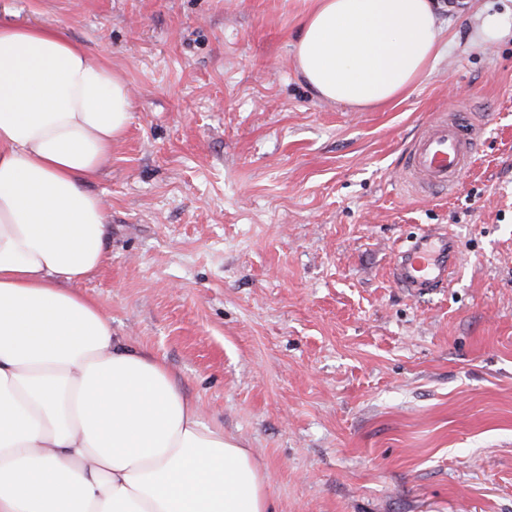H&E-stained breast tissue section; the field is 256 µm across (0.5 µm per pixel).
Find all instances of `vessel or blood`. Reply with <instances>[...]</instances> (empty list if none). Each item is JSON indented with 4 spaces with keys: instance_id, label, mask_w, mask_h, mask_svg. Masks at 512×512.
<instances>
[{
    "instance_id": "vessel-or-blood-1",
    "label": "vessel or blood",
    "mask_w": 512,
    "mask_h": 512,
    "mask_svg": "<svg viewBox=\"0 0 512 512\" xmlns=\"http://www.w3.org/2000/svg\"><path fill=\"white\" fill-rule=\"evenodd\" d=\"M483 123L476 113L441 112L410 146L405 185L420 194L454 191L468 172L477 152ZM457 259L451 238L425 231L398 256L394 281L414 293L445 287Z\"/></svg>"
}]
</instances>
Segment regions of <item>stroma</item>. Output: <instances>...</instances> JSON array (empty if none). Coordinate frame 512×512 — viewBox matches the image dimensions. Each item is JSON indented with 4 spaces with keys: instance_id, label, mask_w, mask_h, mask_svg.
Listing matches in <instances>:
<instances>
[{
    "instance_id": "35a3bbf8",
    "label": "stroma",
    "mask_w": 512,
    "mask_h": 512,
    "mask_svg": "<svg viewBox=\"0 0 512 512\" xmlns=\"http://www.w3.org/2000/svg\"><path fill=\"white\" fill-rule=\"evenodd\" d=\"M310 0H0L128 81L134 117L89 184L106 259L82 283L246 444L275 512H512V0H457L409 97L318 98L294 44ZM487 122L454 193L403 186L436 113ZM427 229L447 287L391 273ZM476 31L482 42H494L509 33V24L501 16L488 14L481 19Z\"/></svg>"
}]
</instances>
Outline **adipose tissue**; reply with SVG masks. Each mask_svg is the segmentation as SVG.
Instances as JSON below:
<instances>
[{
	"label": "adipose tissue",
	"mask_w": 512,
	"mask_h": 512,
	"mask_svg": "<svg viewBox=\"0 0 512 512\" xmlns=\"http://www.w3.org/2000/svg\"><path fill=\"white\" fill-rule=\"evenodd\" d=\"M433 0H313L316 94L386 106L431 72ZM133 120L124 76L52 25L0 20V512H273L252 452L80 286L108 236L89 183Z\"/></svg>",
	"instance_id": "obj_1"
}]
</instances>
